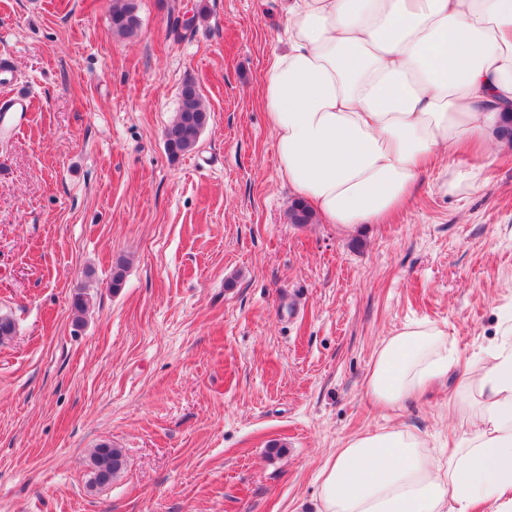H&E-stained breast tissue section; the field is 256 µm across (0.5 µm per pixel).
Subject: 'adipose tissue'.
<instances>
[{
    "label": "adipose tissue",
    "mask_w": 512,
    "mask_h": 512,
    "mask_svg": "<svg viewBox=\"0 0 512 512\" xmlns=\"http://www.w3.org/2000/svg\"><path fill=\"white\" fill-rule=\"evenodd\" d=\"M287 45L264 106L280 176L322 223L382 224L447 151L486 148L512 112V0H281ZM482 166L443 167L439 190H478ZM456 364L447 325L402 327L377 349L367 394L391 409ZM476 409L437 459L412 431L349 439L321 473L319 512H512V346L464 378Z\"/></svg>",
    "instance_id": "ef3b65f1"
}]
</instances>
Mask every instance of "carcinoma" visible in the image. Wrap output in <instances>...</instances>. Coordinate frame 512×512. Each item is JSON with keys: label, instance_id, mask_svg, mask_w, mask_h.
<instances>
[{"label": "carcinoma", "instance_id": "carcinoma-1", "mask_svg": "<svg viewBox=\"0 0 512 512\" xmlns=\"http://www.w3.org/2000/svg\"><path fill=\"white\" fill-rule=\"evenodd\" d=\"M111 2L112 31L123 37L136 35L140 27L137 0ZM209 120L210 112L204 105L200 88L195 81L186 80L179 93L176 115L164 131L168 154L178 158L192 151ZM289 216L293 224H309L312 220L308 206L300 201L292 204ZM124 466L125 459L121 449L106 444L96 448L89 461L90 479L87 488L94 491L112 484Z\"/></svg>", "mask_w": 512, "mask_h": 512}]
</instances>
